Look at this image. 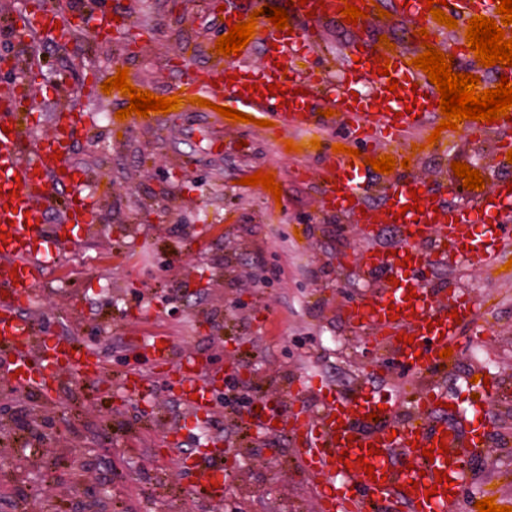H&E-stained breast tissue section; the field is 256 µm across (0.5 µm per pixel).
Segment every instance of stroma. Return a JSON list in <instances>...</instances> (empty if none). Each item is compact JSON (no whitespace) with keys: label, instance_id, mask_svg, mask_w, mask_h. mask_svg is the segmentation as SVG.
<instances>
[{"label":"stroma","instance_id":"obj_1","mask_svg":"<svg viewBox=\"0 0 512 512\" xmlns=\"http://www.w3.org/2000/svg\"><path fill=\"white\" fill-rule=\"evenodd\" d=\"M85 2L96 15L126 9L134 32L124 40L91 32L42 39L26 72L46 92L37 136L50 133L55 105L82 116L69 161L93 214L55 250L44 287L21 314L87 343L106 369L92 379L61 373L46 392L18 393L0 377V512H318L322 479L300 471L296 444L263 435L238 410L252 401L288 412L289 384L299 376L342 393L366 382L413 400L425 379L383 373L391 350L341 315L365 290L361 252L396 243L398 234L386 229L368 241L354 216L321 206L322 172L333 145L347 141L343 123L280 131L219 122L208 107L147 123L116 119L130 99L103 93L102 84L118 69H127L132 86L165 97L213 72L211 49L224 28L211 0ZM377 3L387 16L362 33L339 20L321 23L310 65L333 66V80H342L350 48L377 46L383 35L422 54L403 31L399 0ZM103 112L113 114L112 124L100 123ZM216 138L222 148H213ZM314 139L321 148L311 147ZM289 140L295 151L286 150ZM509 140L512 126L452 130L411 155L408 171L437 187L454 180L452 162L469 160L485 181L512 179L497 155ZM259 171L274 173L280 197L245 184ZM430 279L490 299L491 333L463 334L452 366L430 379L447 393V417L464 433L483 414L470 398L471 374L487 373L498 387L496 423L469 467L467 492L492 487L499 505L512 506V275L495 281L481 267L439 262ZM157 336L220 377L208 427L178 431L185 411L173 387L177 372L153 363L148 344ZM132 377L146 379L148 392L131 396ZM216 442L224 450L219 503L187 485L172 453Z\"/></svg>","mask_w":512,"mask_h":512}]
</instances>
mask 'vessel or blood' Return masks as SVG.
I'll return each mask as SVG.
<instances>
[{
    "instance_id": "obj_1",
    "label": "vessel or blood",
    "mask_w": 512,
    "mask_h": 512,
    "mask_svg": "<svg viewBox=\"0 0 512 512\" xmlns=\"http://www.w3.org/2000/svg\"><path fill=\"white\" fill-rule=\"evenodd\" d=\"M325 4V16H307V8ZM259 6L270 5L288 10V30L273 27L263 20L266 30L265 58L255 68L224 57L222 75L233 76L224 97H214L209 81L192 82L185 94L213 100L237 111L266 119L292 129H311L328 125L327 117L314 112L313 105L321 98H330L333 107L345 122L350 149L368 151L370 157L379 152L369 149L370 141L393 144L395 160L409 155L405 137L411 131L424 128L437 117L440 94L427 75L411 67L409 53L388 51L394 67L389 75L378 74L376 54L360 51L358 74L366 77L372 93L352 97L347 83H331L314 69L301 76L283 75L282 66L293 61L292 50L298 43L310 41L312 31L322 18H337L340 0H308L307 6L288 4L287 0H258ZM457 16L472 18L496 15L495 0H453ZM401 18L410 30L427 29L437 36L439 28L432 15L426 14L421 0H410L402 9ZM56 28L57 35H65L69 28L66 17L48 0H42L31 14L27 34L44 36L45 26ZM397 79L398 89H387L388 79ZM266 88L282 85V94L252 96L245 83ZM416 99L417 104L406 107L405 102ZM31 108L30 93L22 80L0 92V230L9 229L12 238L0 245V288L7 298L0 302V367L13 375V383L22 388L37 389L52 376L59 361L85 373H98L102 361L92 348L68 336L49 338L44 328L21 317L19 304L33 300L44 284L43 269L46 257L55 243V232L48 224L51 210H58L59 224H85L89 221L87 201L66 200L56 207L53 186L69 184L72 174L66 173L68 164L64 154L69 142L79 133L81 119L71 114L54 118L51 133L38 142H31L28 128L23 127L24 113ZM62 159H55V152ZM368 167L364 159L350 158L348 153L338 155L324 170L321 201L327 210L360 215L365 234H378L382 225H394L400 235L396 254L386 248L364 253L360 268L372 281L370 291L346 304L342 313L352 326L372 330L382 346L390 348L398 367L405 373L440 369V351L456 347L464 329L478 326L481 319V300L468 290L448 286L432 287L428 274L441 260L459 256L482 268L494 265L502 251L512 248V236L498 224L477 223L471 211L465 208L436 210L432 189L422 181L407 175L404 168L395 167L393 180L383 188L385 200L395 207L405 208L403 218L397 219L379 209L361 214L374 190L373 184L363 180ZM421 191L419 200L423 213L410 210L411 188ZM18 189L17 197H10V189ZM409 258V266H402V258ZM415 290L414 300H406L408 290ZM400 308L399 317H392V308ZM441 322V330H432L434 322ZM413 337L410 345L398 343V335ZM157 362L178 361L181 400L194 424L208 423L213 414V399L202 377L193 369L190 358L175 359L170 343L154 338L150 344ZM298 408L286 424L290 436L300 448L299 461L303 470L325 478L321 490L322 512H363L366 503H380L396 498L408 512H470L466 500L465 472L472 452L481 447L477 433L461 434L447 423L426 422L425 417L436 410L430 390H422L414 402L417 419L400 420L397 416L399 400L372 393L366 384H359L355 397L336 393L321 381L303 377L291 388ZM444 441L449 454L423 457L422 451L433 442ZM380 447L381 453L370 456L374 476L365 475L356 463L365 444ZM180 469L192 487L204 496L220 499L224 496V471L214 461L180 453ZM446 472L453 483L451 493L432 494L438 472Z\"/></svg>"
}]
</instances>
